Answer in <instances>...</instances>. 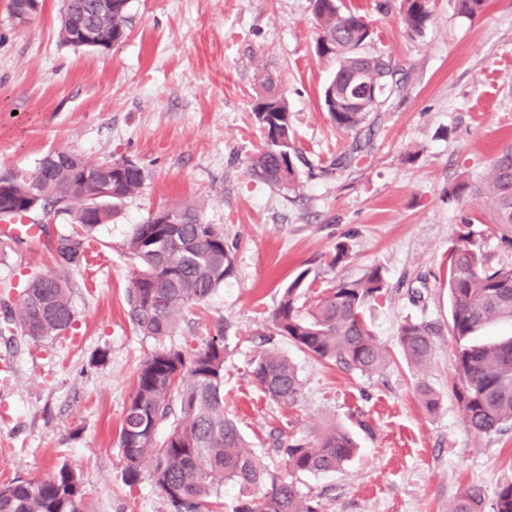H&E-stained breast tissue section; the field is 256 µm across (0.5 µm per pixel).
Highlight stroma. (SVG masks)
Returning a JSON list of instances; mask_svg holds the SVG:
<instances>
[{
	"label": "stroma",
	"instance_id": "1",
	"mask_svg": "<svg viewBox=\"0 0 512 512\" xmlns=\"http://www.w3.org/2000/svg\"><path fill=\"white\" fill-rule=\"evenodd\" d=\"M339 3L371 30L363 53L391 58L405 78L340 171L332 162L353 137L323 109L336 62L316 53L311 0H129L127 36L108 50L61 42L62 0H43L26 23L0 0V178L33 173L51 150L91 164L127 158L145 173L138 193L97 227L88 263L69 274L70 338H0V482L42 479L66 464L83 473L91 512H171L149 471L126 483L119 448L136 373L157 347L128 317L136 266L123 245L151 214L185 205L235 244V273L185 312L169 343L189 360L223 336L225 407L270 469L284 467L277 434L336 424L357 454L298 481L325 512H448L468 486L490 503L512 482V430L473 434L453 394L447 284L448 248L465 215L488 264L512 265L479 201L448 195L455 181L486 178L512 145V0H489L471 18L454 0H431L419 33L405 29L394 0ZM268 78L288 101L302 152L293 190L247 173L262 144L253 108ZM339 242L349 251L336 265ZM372 265L387 293L364 318L391 361L365 375L285 344L301 395L292 405L270 401L251 366L283 289L305 274L298 303L308 307L327 285ZM51 267L47 250L20 244L0 279ZM406 321L435 328L426 365L398 356ZM422 383L439 397L435 411L417 398Z\"/></svg>",
	"mask_w": 512,
	"mask_h": 512
}]
</instances>
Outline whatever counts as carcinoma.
Segmentation results:
<instances>
[{"instance_id":"obj_1","label":"carcinoma","mask_w":512,"mask_h":512,"mask_svg":"<svg viewBox=\"0 0 512 512\" xmlns=\"http://www.w3.org/2000/svg\"><path fill=\"white\" fill-rule=\"evenodd\" d=\"M97 0H72L70 8L108 41L105 49L121 43L128 24V0H112V10L101 11ZM487 0H455L459 14H481ZM320 21L316 52L336 59V71L323 89L322 99L331 123L339 131L359 133L371 113L378 111L401 89L391 62L361 52L371 31L362 17L341 10L337 0H313ZM406 28L419 33L430 17V0H399ZM363 72L367 83L355 86L352 77ZM356 98L349 108L344 94ZM263 134V148L251 158L248 173L271 187L290 188L297 181L292 116L288 104L264 83L254 106ZM102 165H93L71 151L42 157L29 176L0 180V218L22 210L63 218L72 232L59 236L53 253L55 270L34 271L22 288L0 282V337L21 330L33 341L60 340L75 321L68 272L93 248V231L112 218V209L135 195L144 182L143 169L128 159L108 163L112 196H98L90 179ZM456 198L484 202L488 223L500 240L512 247V147L503 148L492 163L487 181L462 180L448 189ZM472 220L465 216L448 250V333L455 337L456 383L465 427L477 435L512 429V337L497 343L473 344L469 338L487 324L512 320V266L490 268L476 246ZM139 265L138 276L127 292V313L132 324L158 342L142 364L126 404L119 447L130 483L141 468L149 467L154 484L173 512H213L222 508L224 483L238 487L233 512H323L316 497L304 494L296 479L304 474L334 472L355 452L350 434L336 425L312 439L278 440L285 473L270 472L244 440L237 424L224 413V344L212 339L186 365L181 350L164 345L173 335L185 310L205 300L235 272L233 247L224 231L204 223L192 207L163 209L137 225L125 244ZM306 273H300L273 311L269 336L295 345L307 356L327 360L346 370L371 374L388 360L363 318L366 307L386 294L379 266L368 267L357 279H341L310 307L297 305L296 296ZM19 290L20 306L13 301ZM434 330L424 322L407 321L398 329V344L405 360L419 367L434 351ZM252 376L276 403L294 404L301 394L296 366L277 348L262 350L253 360ZM172 420L160 439L158 425ZM0 512H90L80 473L64 464L39 480L14 479L0 484ZM448 512H484L481 488L464 489ZM492 512H512V483L496 492Z\"/></svg>"}]
</instances>
